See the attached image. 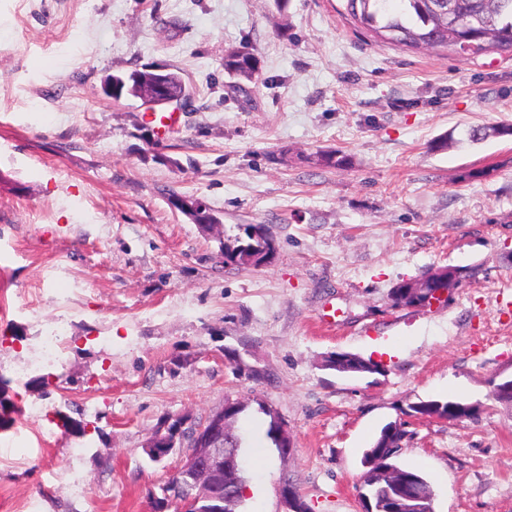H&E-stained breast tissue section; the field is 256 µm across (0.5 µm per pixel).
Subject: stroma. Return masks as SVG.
<instances>
[{
  "mask_svg": "<svg viewBox=\"0 0 512 512\" xmlns=\"http://www.w3.org/2000/svg\"><path fill=\"white\" fill-rule=\"evenodd\" d=\"M341 8L0 0V395L17 411L0 430V512H150L181 461L149 460L159 425L239 401L294 441L280 460L250 413L249 512H281L284 476L313 512H360L364 451L422 400L482 407L411 421L398 462L434 512H512V406L492 398L512 376V136L462 139L512 125V55L406 50ZM240 45L260 68L244 92L224 70ZM145 69L191 91L162 141L104 92ZM173 192L226 235L267 225L270 262L219 264ZM442 267L473 274L442 302L394 306L398 283ZM54 324L62 362L17 377ZM334 352L385 372L340 375L323 365ZM34 402L47 418L27 416ZM170 204L175 210L186 215L194 224H198L200 228L211 229L215 226L210 209L202 202L175 195L171 197Z\"/></svg>",
  "mask_w": 512,
  "mask_h": 512,
  "instance_id": "35a3bbf8",
  "label": "stroma"
}]
</instances>
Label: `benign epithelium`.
Returning <instances> with one entry per match:
<instances>
[{
	"label": "benign epithelium",
	"instance_id": "1",
	"mask_svg": "<svg viewBox=\"0 0 512 512\" xmlns=\"http://www.w3.org/2000/svg\"><path fill=\"white\" fill-rule=\"evenodd\" d=\"M165 106L179 107L184 100L168 95V77L158 74L148 94L141 103V108L148 112L157 111L156 102ZM171 206L186 215L189 220L201 228L214 227L210 209L203 203L187 199L180 195L171 197ZM225 408L212 412L201 424H193L184 417L176 418L177 427L172 430L173 438L186 445L179 470L190 473L194 480L195 493L182 500L172 503L175 512H203L202 506L213 498L214 490L224 479V473L238 470L240 462L236 454L226 452L224 448ZM279 495L283 504L282 512H309L303 505L300 492L296 486L282 479Z\"/></svg>",
	"mask_w": 512,
	"mask_h": 512
}]
</instances>
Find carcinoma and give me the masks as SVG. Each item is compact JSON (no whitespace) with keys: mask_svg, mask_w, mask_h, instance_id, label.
Segmentation results:
<instances>
[{"mask_svg":"<svg viewBox=\"0 0 512 512\" xmlns=\"http://www.w3.org/2000/svg\"><path fill=\"white\" fill-rule=\"evenodd\" d=\"M397 10L388 7V0H343L341 15L371 37L408 50L448 53L450 55H481L512 52V0H399ZM224 70L240 80L254 82L259 68L256 56L245 48L224 50ZM124 80L120 96L138 101L142 86L151 79L149 71H132L117 75ZM512 128H472L467 138L482 141L492 134H505ZM276 244L264 224H249L245 237H226L219 241L218 253L224 255V265L258 267L273 257ZM427 295L411 294L403 288H393L391 299L396 306L416 307L425 305ZM329 361L353 373H377L379 364L352 353L332 355ZM467 406L462 401H420L409 407L412 416H443L448 409L459 410ZM404 435L395 434L385 425L366 449L362 465L365 466L362 488L374 507L383 512H402L403 500L399 482H417L418 497L432 496L425 478L417 471L400 467L396 458ZM248 483L247 471L226 480L224 502L208 505V512H243V489ZM178 490L182 495L192 491L190 476L186 473L168 480L160 494L150 497L156 503L163 495Z\"/></svg>","mask_w":512,"mask_h":512,"instance_id":"cac0c4a2","label":"carcinoma"}]
</instances>
